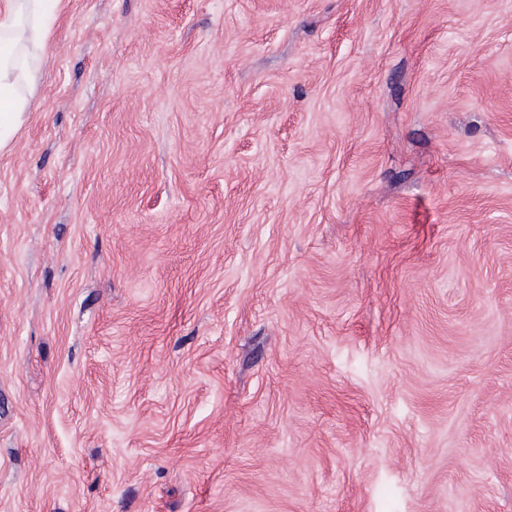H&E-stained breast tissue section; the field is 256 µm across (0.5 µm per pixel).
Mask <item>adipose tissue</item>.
Masks as SVG:
<instances>
[{
	"instance_id": "adipose-tissue-1",
	"label": "adipose tissue",
	"mask_w": 512,
	"mask_h": 512,
	"mask_svg": "<svg viewBox=\"0 0 512 512\" xmlns=\"http://www.w3.org/2000/svg\"><path fill=\"white\" fill-rule=\"evenodd\" d=\"M60 0H0V148L31 104L37 81L32 57L49 38Z\"/></svg>"
}]
</instances>
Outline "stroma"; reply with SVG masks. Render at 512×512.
<instances>
[{
    "label": "stroma",
    "instance_id": "1",
    "mask_svg": "<svg viewBox=\"0 0 512 512\" xmlns=\"http://www.w3.org/2000/svg\"><path fill=\"white\" fill-rule=\"evenodd\" d=\"M0 150V512H512V0H63Z\"/></svg>",
    "mask_w": 512,
    "mask_h": 512
}]
</instances>
